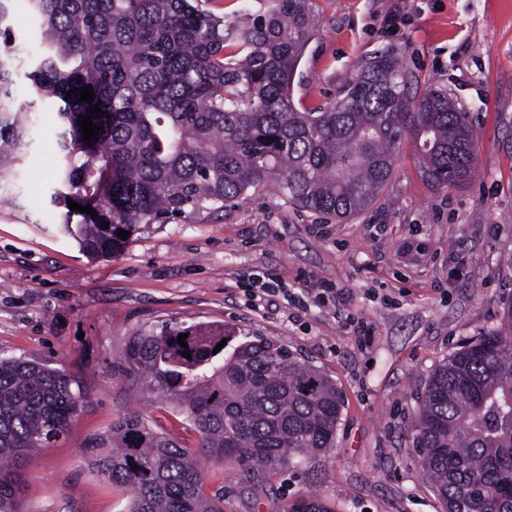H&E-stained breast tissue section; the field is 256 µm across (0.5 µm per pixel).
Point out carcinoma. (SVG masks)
<instances>
[{"mask_svg": "<svg viewBox=\"0 0 512 512\" xmlns=\"http://www.w3.org/2000/svg\"><path fill=\"white\" fill-rule=\"evenodd\" d=\"M11 2L0 0V208L14 204L27 171L34 114L54 110L49 201L58 231L89 257L121 254V229L133 236L271 186L302 209L350 217L380 194L408 134L428 183L455 186L474 168L468 113L442 88L410 96L389 52L368 59L323 110L295 108L308 0H262L257 12L246 3L232 22L199 0H28L40 23L32 52L9 23ZM88 86L94 100L66 97ZM95 106L101 131L88 145L78 120ZM70 200L98 217L70 210ZM223 339L200 325L143 330L128 339L123 376L171 403L202 455L232 456L247 472L274 475L334 448L344 407L335 380L263 337L214 351ZM72 385L61 369L0 358V512H24L14 467L86 402ZM413 431L446 512H512V300L501 326L438 364ZM84 459L130 493L125 512H224V494L205 491L195 453L140 410L89 439ZM287 512L330 510L312 496Z\"/></svg>", "mask_w": 512, "mask_h": 512, "instance_id": "cac0c4a2", "label": "carcinoma"}]
</instances>
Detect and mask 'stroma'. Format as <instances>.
Here are the masks:
<instances>
[{
    "label": "stroma",
    "mask_w": 512,
    "mask_h": 512,
    "mask_svg": "<svg viewBox=\"0 0 512 512\" xmlns=\"http://www.w3.org/2000/svg\"><path fill=\"white\" fill-rule=\"evenodd\" d=\"M314 25L292 87L316 112L379 50L417 91L447 89L478 132L462 185L420 176L412 139L370 208L348 220L298 210L277 189L186 211L91 259L60 234L48 198L56 113L37 115L31 164L0 209V357L65 371L87 403L20 470L27 512H122L126 495L82 462L131 392L128 336L166 323L261 336L318 366L344 397L336 446L252 486L234 458L202 460L224 512H283L318 496L332 512H445L412 424L435 366L501 324L512 295V0H309ZM263 275L298 296L249 299Z\"/></svg>",
    "instance_id": "1"
}]
</instances>
